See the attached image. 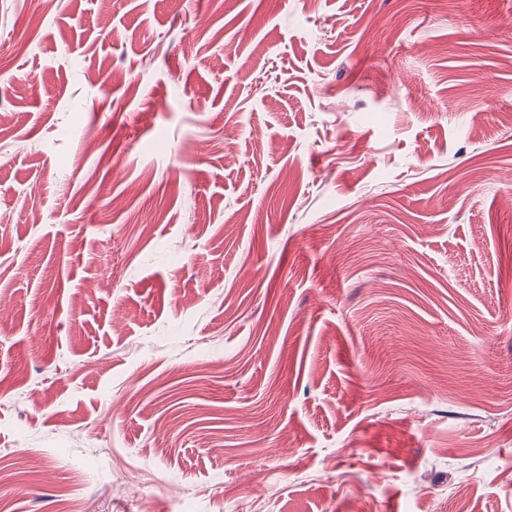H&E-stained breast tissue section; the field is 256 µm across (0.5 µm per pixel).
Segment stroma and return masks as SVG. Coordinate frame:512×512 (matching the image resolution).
Segmentation results:
<instances>
[{"label":"stroma","mask_w":512,"mask_h":512,"mask_svg":"<svg viewBox=\"0 0 512 512\" xmlns=\"http://www.w3.org/2000/svg\"><path fill=\"white\" fill-rule=\"evenodd\" d=\"M0 512H512V0H0Z\"/></svg>","instance_id":"35a3bbf8"}]
</instances>
